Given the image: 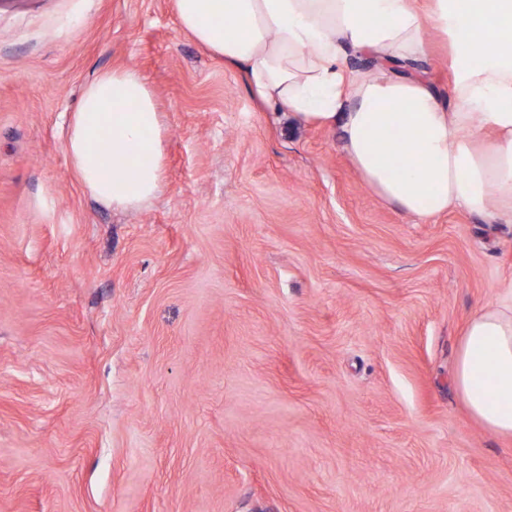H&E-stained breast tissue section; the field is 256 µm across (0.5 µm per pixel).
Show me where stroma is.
Returning <instances> with one entry per match:
<instances>
[{
    "mask_svg": "<svg viewBox=\"0 0 512 512\" xmlns=\"http://www.w3.org/2000/svg\"><path fill=\"white\" fill-rule=\"evenodd\" d=\"M121 67L165 126L134 212L65 149ZM405 72L452 93L439 49ZM510 299L512 223L389 205L175 0H0V512H512V439L452 381Z\"/></svg>",
    "mask_w": 512,
    "mask_h": 512,
    "instance_id": "stroma-1",
    "label": "stroma"
}]
</instances>
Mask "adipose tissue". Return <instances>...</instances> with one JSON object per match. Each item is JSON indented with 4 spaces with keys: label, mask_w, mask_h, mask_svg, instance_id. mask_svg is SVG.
<instances>
[{
    "label": "adipose tissue",
    "mask_w": 512,
    "mask_h": 512,
    "mask_svg": "<svg viewBox=\"0 0 512 512\" xmlns=\"http://www.w3.org/2000/svg\"><path fill=\"white\" fill-rule=\"evenodd\" d=\"M416 2L176 0L182 27L241 69L264 107L335 129L388 204L420 219L459 209L512 222V0ZM431 30L448 49V100L418 78L346 69L351 52L392 65L424 58ZM163 139L145 76L114 68L84 86L66 151L94 200L136 210L161 192ZM453 383L472 419L512 438V301L469 318Z\"/></svg>",
    "instance_id": "obj_1"
}]
</instances>
